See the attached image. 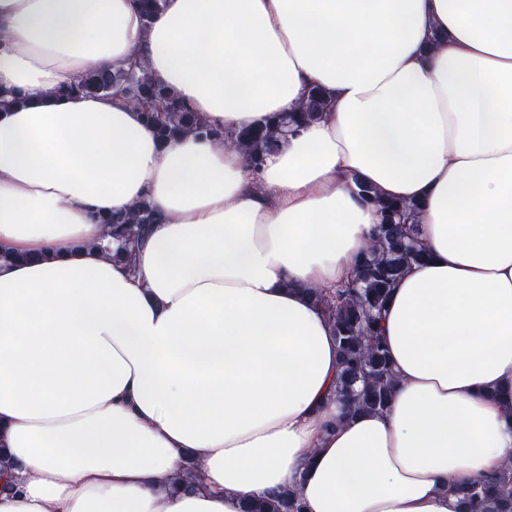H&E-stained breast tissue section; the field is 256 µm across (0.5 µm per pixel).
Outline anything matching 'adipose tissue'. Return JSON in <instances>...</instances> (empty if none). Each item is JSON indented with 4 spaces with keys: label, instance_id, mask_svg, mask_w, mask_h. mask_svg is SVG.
I'll return each instance as SVG.
<instances>
[{
    "label": "adipose tissue",
    "instance_id": "adipose-tissue-1",
    "mask_svg": "<svg viewBox=\"0 0 512 512\" xmlns=\"http://www.w3.org/2000/svg\"><path fill=\"white\" fill-rule=\"evenodd\" d=\"M138 59L219 129L162 143ZM325 92L260 168L225 134ZM0 512H459L512 467V0H0ZM417 204L380 318L396 386L344 418L309 288ZM157 216L136 268L103 216ZM81 93L111 95L120 92L144 112L148 123L156 127L159 138L167 142L185 132L203 136L219 135L220 131L207 125L196 112L181 105L174 93L151 82L147 76L130 63L127 68L109 71H88L72 87ZM162 112L166 113L163 117ZM245 512H304L298 497L291 491L271 494L255 499Z\"/></svg>",
    "mask_w": 512,
    "mask_h": 512
}]
</instances>
